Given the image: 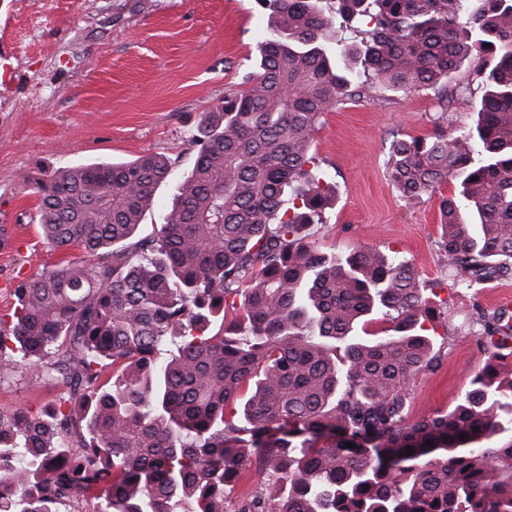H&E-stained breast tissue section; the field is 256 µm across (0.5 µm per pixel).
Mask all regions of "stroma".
Returning <instances> with one entry per match:
<instances>
[{
    "label": "stroma",
    "instance_id": "obj_1",
    "mask_svg": "<svg viewBox=\"0 0 512 512\" xmlns=\"http://www.w3.org/2000/svg\"><path fill=\"white\" fill-rule=\"evenodd\" d=\"M270 15L266 0H0V230L14 239L0 256L1 321H12L15 286L61 260L39 234L28 176L145 154L188 171L202 113L252 71ZM457 79L466 92L451 107L432 88L374 85L369 96L323 114L311 149L335 191L313 227L318 244L398 254L435 292L438 363L412 387L415 418L456 405L483 359L474 309L493 311L498 291L512 290L511 278L477 293L449 272L440 203L455 183L409 203L390 178L393 137L473 125L477 76L465 67ZM60 393L20 369L0 379V412L37 409Z\"/></svg>",
    "mask_w": 512,
    "mask_h": 512
}]
</instances>
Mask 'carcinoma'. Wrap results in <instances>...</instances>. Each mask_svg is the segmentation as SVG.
Instances as JSON below:
<instances>
[{
  "instance_id": "carcinoma-1",
  "label": "carcinoma",
  "mask_w": 512,
  "mask_h": 512,
  "mask_svg": "<svg viewBox=\"0 0 512 512\" xmlns=\"http://www.w3.org/2000/svg\"><path fill=\"white\" fill-rule=\"evenodd\" d=\"M267 2L258 70L202 113L158 232L138 235L163 155L32 180L46 243L86 258L22 282L0 329V378L64 390L0 412V512H70L89 491L97 512H512V323L484 321L453 409L412 419L429 283L308 233L332 203L309 169L324 112L370 79L450 103L468 64L475 126L393 140L391 178L407 202L456 183L442 250L459 284L512 278V0ZM375 316L390 334L356 333ZM247 475L262 486L228 510Z\"/></svg>"
}]
</instances>
